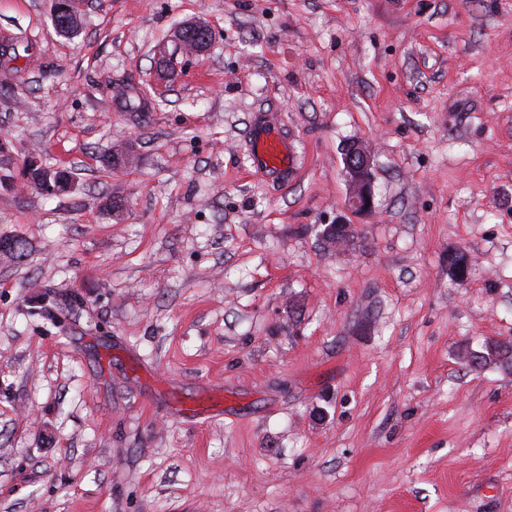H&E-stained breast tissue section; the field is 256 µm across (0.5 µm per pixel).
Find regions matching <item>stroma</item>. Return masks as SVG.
Wrapping results in <instances>:
<instances>
[{
  "label": "stroma",
  "mask_w": 512,
  "mask_h": 512,
  "mask_svg": "<svg viewBox=\"0 0 512 512\" xmlns=\"http://www.w3.org/2000/svg\"><path fill=\"white\" fill-rule=\"evenodd\" d=\"M51 10L0 0V512H512V374L462 359L512 341V0H83L70 37ZM125 80L162 107L121 111ZM270 116L284 180L251 173ZM188 29L189 32L195 31L197 39L191 41L188 45L189 39L185 38L183 30ZM215 32L206 24L201 22H190L184 24L179 28L175 34L174 43L176 49L181 51L186 56L201 55L210 49L213 41L215 40ZM344 166L349 182L347 205L357 212H371L375 208L374 177L372 173L373 158L361 144H354L345 155ZM370 203V206H367ZM38 166H40V163L37 160H33V165H30L28 161L26 166L28 174L26 179H30V184L34 188L52 194L70 193L74 189L73 180L67 181L63 178L62 172L64 170L55 169L56 174H54L44 171L42 168L36 170Z\"/></svg>",
  "instance_id": "obj_1"
}]
</instances>
